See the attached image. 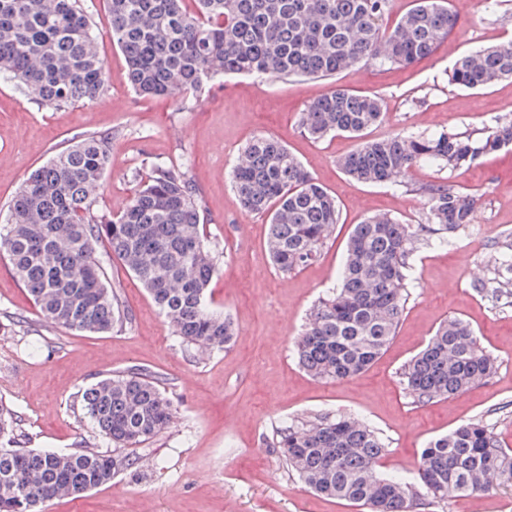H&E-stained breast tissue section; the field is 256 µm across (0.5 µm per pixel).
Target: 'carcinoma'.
<instances>
[{
    "mask_svg": "<svg viewBox=\"0 0 512 512\" xmlns=\"http://www.w3.org/2000/svg\"><path fill=\"white\" fill-rule=\"evenodd\" d=\"M112 40L138 94L173 98L224 75L325 78L363 60L409 65L432 54L457 25L447 0H416L389 30L380 19L390 0H107ZM0 78L14 81L47 108L97 101L107 81L91 18L79 0H0ZM512 78V48L471 52L452 80L466 88ZM376 97L334 89L300 118L314 139L355 138L381 122ZM512 145V120L480 137L439 133L366 140L339 160L363 182H402L426 162L473 165ZM111 166L107 137L89 135L34 171L0 225L5 257L40 315L58 327L112 330L118 300L96 260L106 243L142 283L183 342L222 349L234 338L230 319L207 293L218 267L203 228L200 191L187 172L156 165L116 214L92 209ZM242 208L269 220L267 246L288 274L315 262L339 221L335 200L278 139L258 136L232 170ZM425 224L375 215L356 225L337 288L313 308L295 340L299 364L321 379L364 372L389 345L405 312L409 259L418 241L448 242L472 223L479 197L446 183L425 188ZM496 294L512 286V252L491 256ZM494 358L464 321L444 322L404 366L402 380L419 404L448 398L490 378ZM84 409L117 448H135L162 432L173 403L158 378L137 369L89 386ZM0 512H38L60 491L81 494L112 481L128 464L98 452L27 449L0 407ZM272 447L311 490L369 512H419L451 497L512 487V448L494 428L466 423L431 440L413 482L379 472L387 447L364 422L321 417L276 431Z\"/></svg>",
    "mask_w": 512,
    "mask_h": 512,
    "instance_id": "carcinoma-1",
    "label": "carcinoma"
}]
</instances>
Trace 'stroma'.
<instances>
[{
  "label": "stroma",
  "mask_w": 512,
  "mask_h": 512,
  "mask_svg": "<svg viewBox=\"0 0 512 512\" xmlns=\"http://www.w3.org/2000/svg\"><path fill=\"white\" fill-rule=\"evenodd\" d=\"M81 4L107 66L102 99L49 109L0 80V224L30 173L88 135L107 136L112 158L94 214L120 210L154 165L188 171L201 191L204 231L220 266L209 289L235 341L205 353L183 343L146 289L102 245L97 258L126 321L106 333L56 327L42 319L1 258L0 405L18 417L19 444L135 460L108 484L43 503V512H366L310 491L270 446L276 428L325 414L373 427L389 447L380 467L388 477L412 476L431 439L471 421L493 426L512 448V303L482 289L495 276L491 255L512 247V146L470 167L425 164L404 182L365 184L338 166L356 139L315 140L300 124L307 104L337 87L382 100L385 115L366 131L369 139L442 130L476 135L511 120L512 79L467 89L453 84L450 73L469 51L512 43V0H501L492 13L482 0H449L455 30L429 58L408 67L368 60L331 79L234 76L178 99L137 94L112 42L106 0ZM258 135L284 142L340 210L317 261L288 274L273 265L265 217L246 213L231 183L242 150ZM438 182L479 195L473 224L447 244L422 245L412 255L407 307L375 363L348 380L312 377L299 366L293 341L336 286L355 224L377 213L425 223L423 189ZM455 317L470 324L497 368L461 394L418 404L401 371ZM128 369L161 378L174 414L157 436L124 449L100 435L81 394ZM425 512H512V488L452 498Z\"/></svg>",
  "instance_id": "obj_1"
}]
</instances>
